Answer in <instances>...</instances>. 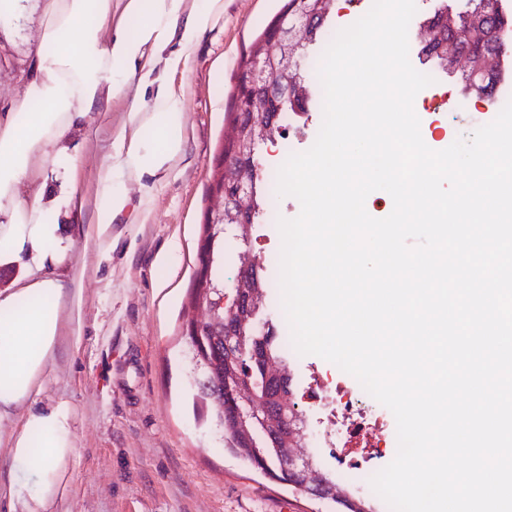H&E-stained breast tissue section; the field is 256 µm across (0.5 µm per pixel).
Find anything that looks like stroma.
Returning <instances> with one entry per match:
<instances>
[{
	"instance_id": "35a3bbf8",
	"label": "stroma",
	"mask_w": 512,
	"mask_h": 512,
	"mask_svg": "<svg viewBox=\"0 0 512 512\" xmlns=\"http://www.w3.org/2000/svg\"><path fill=\"white\" fill-rule=\"evenodd\" d=\"M373 0H344L332 10L325 36L307 47L301 62L306 84L318 83L321 56L339 30L366 14ZM281 0H182L167 53H181L178 67L156 65L148 81L124 77V90L109 111L93 112L65 142L64 154L44 170L42 203L72 246L63 263L65 295L79 294L80 316L61 310L59 346L36 396L37 403L66 402L75 453L69 490L51 512H336L332 501L296 493L253 469L225 447L215 419H198L193 406L188 348L182 338L189 289L197 267V241L215 205L209 167L224 134V111L243 54L279 12ZM206 27L191 43L183 33L195 15ZM41 17L34 7L0 18V104L19 90ZM411 65L433 77L415 112L422 135L467 138L493 121L501 104L463 93L460 62L447 74L420 65L410 41ZM178 100L184 112L181 147L155 174L136 175L119 165L116 143L131 137L134 107H151L158 93ZM323 122V104L304 116L285 113L289 140L261 147V178L277 174L287 153L308 150ZM123 198L105 231L96 229L104 185ZM271 269L261 309L278 320L282 307L279 231L267 244L224 238L225 276H233L245 247Z\"/></svg>"
}]
</instances>
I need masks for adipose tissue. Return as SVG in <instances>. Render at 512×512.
I'll return each mask as SVG.
<instances>
[{"instance_id": "1", "label": "adipose tissue", "mask_w": 512, "mask_h": 512, "mask_svg": "<svg viewBox=\"0 0 512 512\" xmlns=\"http://www.w3.org/2000/svg\"><path fill=\"white\" fill-rule=\"evenodd\" d=\"M43 18L23 90L0 109V264L26 267V276L0 290V421L28 406L0 468L17 493L7 512H44L69 487L73 454L66 403L31 407L58 342L63 290L46 266L67 254L41 199L45 164L70 130L92 112H104L121 89L119 76L150 72L146 45H164L182 0H124L120 20L112 0H35ZM183 112L171 97H158L138 119L135 141L152 135L158 150H128L140 174L160 168L181 144Z\"/></svg>"}]
</instances>
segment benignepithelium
Returning a JSON list of instances; mask_svg holds the SVG:
<instances>
[{
    "label": "benign epithelium",
    "instance_id": "7a95c632",
    "mask_svg": "<svg viewBox=\"0 0 512 512\" xmlns=\"http://www.w3.org/2000/svg\"><path fill=\"white\" fill-rule=\"evenodd\" d=\"M312 37L310 18L305 15H297V19L290 22L288 17H283L273 32V40L282 48V53L274 58H268L256 53V63L253 68L241 76L247 96L246 110L250 112V122L247 130L251 132L264 131L268 123V112L273 109H282L288 103H297L299 99V63L296 58L299 49L310 42ZM248 151L245 141L237 143L234 152L221 155L214 163V167L220 173L229 168H236L239 177L236 180L235 194L224 198V188H219L216 198L219 201H228L238 211L246 213L252 206V183L247 177V169L242 167L240 160ZM245 334V325L237 321H227L224 327V344L231 348L234 340L240 339ZM254 359L265 365L267 375L273 378L278 388L285 387L286 374L283 369L275 366L267 355L261 350L253 351ZM224 390L232 392L242 401L256 406L259 410L268 411V402L255 399L250 387L237 385L225 386ZM300 433L299 420L296 416H290L274 427L273 436L285 441L284 460L288 463V470L295 476L293 487L300 493L322 499L335 494V490L312 465L306 449L295 447L296 435Z\"/></svg>",
    "mask_w": 512,
    "mask_h": 512
}]
</instances>
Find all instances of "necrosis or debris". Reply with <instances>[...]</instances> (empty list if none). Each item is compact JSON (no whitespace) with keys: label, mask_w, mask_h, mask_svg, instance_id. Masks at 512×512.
<instances>
[{"label":"necrosis or debris","mask_w":512,"mask_h":512,"mask_svg":"<svg viewBox=\"0 0 512 512\" xmlns=\"http://www.w3.org/2000/svg\"><path fill=\"white\" fill-rule=\"evenodd\" d=\"M302 412L315 420L323 447L333 449L343 486L368 485L384 449L396 448L387 422L367 413L365 391L345 381L329 382L311 371L299 395Z\"/></svg>","instance_id":"1"}]
</instances>
